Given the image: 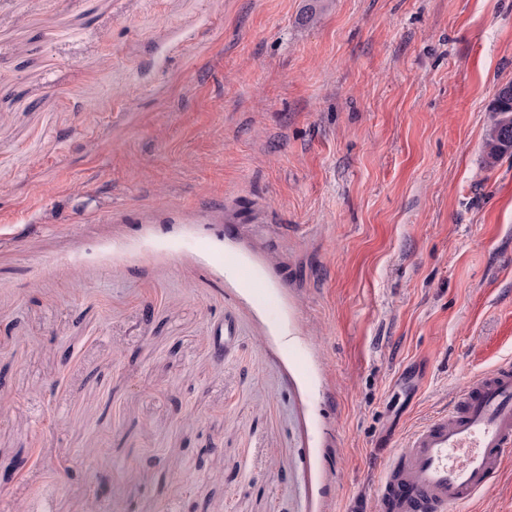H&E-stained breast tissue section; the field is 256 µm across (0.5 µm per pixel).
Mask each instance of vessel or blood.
I'll list each match as a JSON object with an SVG mask.
<instances>
[{"label": "vessel or blood", "mask_w": 512, "mask_h": 512, "mask_svg": "<svg viewBox=\"0 0 512 512\" xmlns=\"http://www.w3.org/2000/svg\"><path fill=\"white\" fill-rule=\"evenodd\" d=\"M512 456V362L467 379L454 408L430 416L386 465L383 512H451Z\"/></svg>", "instance_id": "1"}]
</instances>
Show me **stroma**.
<instances>
[{
  "label": "stroma",
  "instance_id": "stroma-1",
  "mask_svg": "<svg viewBox=\"0 0 512 512\" xmlns=\"http://www.w3.org/2000/svg\"><path fill=\"white\" fill-rule=\"evenodd\" d=\"M508 82L512 0H0V512H373L512 359ZM486 112L485 163L492 167L512 155V82L499 88Z\"/></svg>",
  "mask_w": 512,
  "mask_h": 512
}]
</instances>
